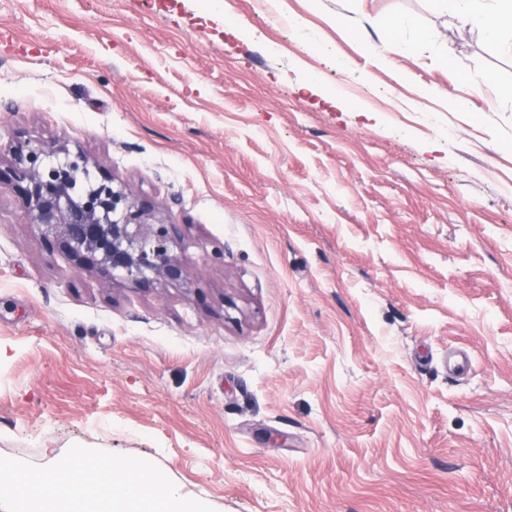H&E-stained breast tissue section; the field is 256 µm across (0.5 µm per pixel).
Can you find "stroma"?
Here are the masks:
<instances>
[{"mask_svg": "<svg viewBox=\"0 0 512 512\" xmlns=\"http://www.w3.org/2000/svg\"><path fill=\"white\" fill-rule=\"evenodd\" d=\"M279 8L311 44L251 0H0V146L81 148L193 261L104 285L0 186V456L139 457L213 512H512V51L433 0Z\"/></svg>", "mask_w": 512, "mask_h": 512, "instance_id": "35a3bbf8", "label": "stroma"}]
</instances>
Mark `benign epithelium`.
<instances>
[{"mask_svg":"<svg viewBox=\"0 0 512 512\" xmlns=\"http://www.w3.org/2000/svg\"><path fill=\"white\" fill-rule=\"evenodd\" d=\"M64 161L46 163L42 150L20 136L0 167L21 200L28 224L62 249L80 269H91L150 293L162 286L189 288L191 261L178 253L181 225L170 223L148 197L103 174L93 188H77V174L92 160L83 151L58 148Z\"/></svg>","mask_w":512,"mask_h":512,"instance_id":"1","label":"benign epithelium"}]
</instances>
